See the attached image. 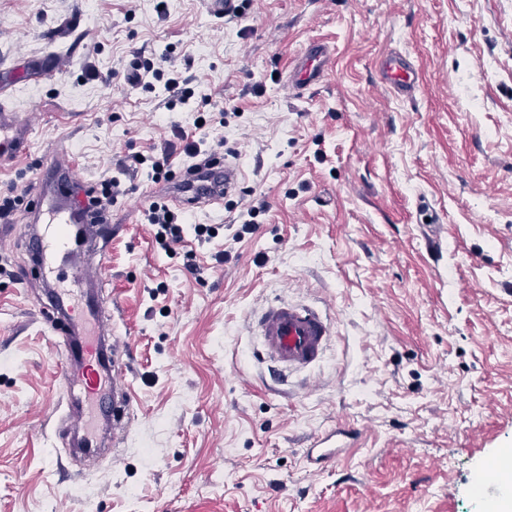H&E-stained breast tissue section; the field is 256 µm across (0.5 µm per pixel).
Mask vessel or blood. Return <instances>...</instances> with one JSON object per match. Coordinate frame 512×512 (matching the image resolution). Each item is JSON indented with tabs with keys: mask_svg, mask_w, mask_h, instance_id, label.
Segmentation results:
<instances>
[{
	"mask_svg": "<svg viewBox=\"0 0 512 512\" xmlns=\"http://www.w3.org/2000/svg\"><path fill=\"white\" fill-rule=\"evenodd\" d=\"M331 53L321 42L308 43L301 52L288 86L300 92L318 84ZM384 80L400 94L415 88V75L406 59L396 56L383 61ZM29 128L18 112L8 104H0V163L27 155ZM44 177L26 196V211L41 226L35 237L33 254L42 277L54 276L72 252L73 244L85 238V228L97 222L89 207L86 189L79 176V163L66 145L55 143L43 165ZM239 169L225 162L222 153H214L197 168L182 169L177 180L162 188L161 194L179 210L223 205L224 195L236 182ZM96 280L95 267L77 269L74 283L81 288V309L71 319L74 334L64 350L73 365L65 380L88 398L100 395L104 386H111L113 397L130 403L132 391L123 366L113 363L109 346L88 344L84 336L88 325H103L104 317L91 284ZM266 355L289 370L312 367L322 357L334 323L327 315L311 306L274 301L268 304L253 322ZM360 429L336 426L316 434L304 450L306 462L317 471L346 457L362 445Z\"/></svg>",
	"mask_w": 512,
	"mask_h": 512,
	"instance_id": "vessel-or-blood-1",
	"label": "vessel or blood"
}]
</instances>
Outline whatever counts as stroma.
Listing matches in <instances>:
<instances>
[{
  "instance_id": "35a3bbf8",
  "label": "stroma",
  "mask_w": 512,
  "mask_h": 512,
  "mask_svg": "<svg viewBox=\"0 0 512 512\" xmlns=\"http://www.w3.org/2000/svg\"><path fill=\"white\" fill-rule=\"evenodd\" d=\"M312 40L333 61L289 93ZM139 53L189 79V106L126 84ZM391 53L419 74L409 95L382 81ZM0 98L30 127L0 196L31 191L60 139L86 182H121L96 247L135 395L122 442L84 468L65 330L15 211L0 512H486L476 485L512 449V0H246L224 19L207 0H0ZM201 118L241 177L168 253L142 204L158 186L123 162L166 145L181 164L175 131ZM260 201L258 232L233 240ZM197 224L217 237L198 244ZM276 299L332 318L313 367L273 373L250 324ZM340 423L364 446L312 470L304 448Z\"/></svg>"
}]
</instances>
